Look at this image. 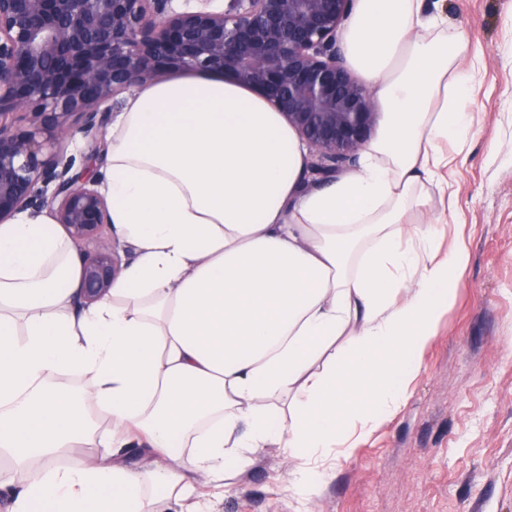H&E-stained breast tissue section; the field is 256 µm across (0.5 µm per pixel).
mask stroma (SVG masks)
Returning <instances> with one entry per match:
<instances>
[{
  "mask_svg": "<svg viewBox=\"0 0 512 512\" xmlns=\"http://www.w3.org/2000/svg\"><path fill=\"white\" fill-rule=\"evenodd\" d=\"M440 8L479 59L467 142L447 148L457 200H433L470 260L407 401L353 455L329 458L311 501L288 492L293 461L258 448L242 473L170 512H512V0Z\"/></svg>",
  "mask_w": 512,
  "mask_h": 512,
  "instance_id": "35a3bbf8",
  "label": "stroma"
}]
</instances>
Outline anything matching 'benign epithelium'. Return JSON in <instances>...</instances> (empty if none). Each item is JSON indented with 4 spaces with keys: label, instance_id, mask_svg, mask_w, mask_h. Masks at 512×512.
<instances>
[{
    "label": "benign epithelium",
    "instance_id": "benign-epithelium-1",
    "mask_svg": "<svg viewBox=\"0 0 512 512\" xmlns=\"http://www.w3.org/2000/svg\"><path fill=\"white\" fill-rule=\"evenodd\" d=\"M173 0H0V222L47 209L75 241L110 221L90 159L104 161V104L163 71L222 70L262 89L310 148L306 184L357 162L379 120L338 36L355 0H227L177 12ZM30 115L15 131L9 117ZM88 151L69 152L77 134ZM121 270L101 240L83 257L79 302L107 295Z\"/></svg>",
    "mask_w": 512,
    "mask_h": 512
}]
</instances>
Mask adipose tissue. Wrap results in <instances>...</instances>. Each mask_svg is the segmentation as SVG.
Instances as JSON below:
<instances>
[{
  "instance_id": "ef3b65f1",
  "label": "adipose tissue",
  "mask_w": 512,
  "mask_h": 512,
  "mask_svg": "<svg viewBox=\"0 0 512 512\" xmlns=\"http://www.w3.org/2000/svg\"><path fill=\"white\" fill-rule=\"evenodd\" d=\"M381 114L357 165L314 187L308 151L264 95L220 71L137 86L109 134L100 191L136 248L104 299L80 305L82 260L45 213L0 224V490L10 512H145L275 445L316 497L409 396L470 260L442 249L476 73L425 0H356L341 34ZM87 378L112 431L55 386ZM82 444L96 455L62 458ZM139 446L130 464L125 448ZM188 449L180 457V449Z\"/></svg>"
}]
</instances>
